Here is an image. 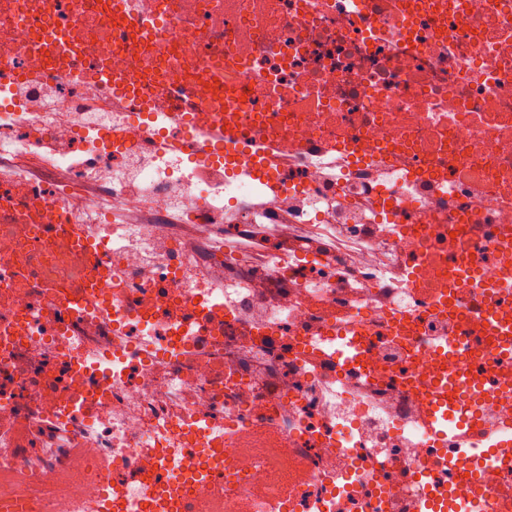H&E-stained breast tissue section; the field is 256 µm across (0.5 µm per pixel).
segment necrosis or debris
Segmentation results:
<instances>
[{
    "mask_svg": "<svg viewBox=\"0 0 512 512\" xmlns=\"http://www.w3.org/2000/svg\"><path fill=\"white\" fill-rule=\"evenodd\" d=\"M46 2L0 0V512H417L427 350L512 304V0Z\"/></svg>",
    "mask_w": 512,
    "mask_h": 512,
    "instance_id": "obj_1",
    "label": "necrosis or debris"
}]
</instances>
